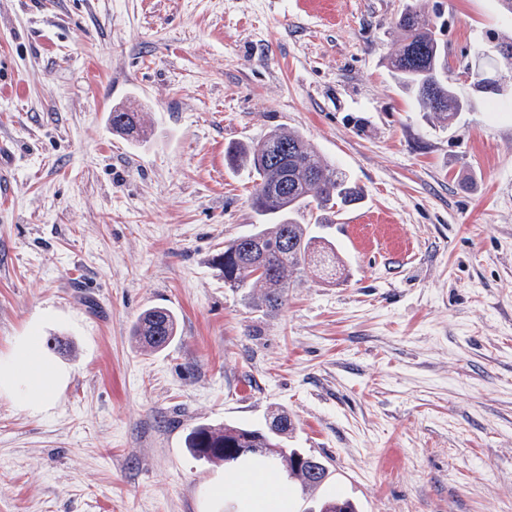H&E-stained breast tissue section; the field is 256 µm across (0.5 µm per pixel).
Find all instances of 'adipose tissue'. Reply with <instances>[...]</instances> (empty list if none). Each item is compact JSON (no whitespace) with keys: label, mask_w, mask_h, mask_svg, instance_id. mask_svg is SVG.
Here are the masks:
<instances>
[{"label":"adipose tissue","mask_w":512,"mask_h":512,"mask_svg":"<svg viewBox=\"0 0 512 512\" xmlns=\"http://www.w3.org/2000/svg\"><path fill=\"white\" fill-rule=\"evenodd\" d=\"M49 371L34 337H22L8 361L0 364V391H19L27 404L52 400L53 392L40 388L42 377ZM230 481L245 490L249 512H288V491L274 477L248 470L231 475Z\"/></svg>","instance_id":"1"}]
</instances>
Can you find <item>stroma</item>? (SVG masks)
<instances>
[{"label":"stroma","instance_id":"1","mask_svg":"<svg viewBox=\"0 0 512 512\" xmlns=\"http://www.w3.org/2000/svg\"><path fill=\"white\" fill-rule=\"evenodd\" d=\"M409 0H0V360L33 334L55 400L0 392V512H226L198 425L290 415L329 475L292 512H512V112L498 0H429L467 105L441 127L385 66ZM151 132L112 131L113 107ZM299 131L363 190L279 308L217 263L257 221L224 150ZM177 337L137 349L146 308Z\"/></svg>","mask_w":512,"mask_h":512}]
</instances>
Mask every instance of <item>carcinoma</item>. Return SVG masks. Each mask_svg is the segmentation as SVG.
Masks as SVG:
<instances>
[{
  "instance_id": "1",
  "label": "carcinoma",
  "mask_w": 512,
  "mask_h": 512,
  "mask_svg": "<svg viewBox=\"0 0 512 512\" xmlns=\"http://www.w3.org/2000/svg\"><path fill=\"white\" fill-rule=\"evenodd\" d=\"M402 34L400 48L386 57V66L397 83L420 104L423 111L443 126L453 123L465 100L448 83V56L436 36L425 0H414L394 22ZM475 90L498 95L501 85L494 78L476 73ZM112 131L128 137L144 135V116L123 107L111 113ZM227 161L243 166L253 176L251 204L257 224L253 231L224 245L219 263L224 284L231 288H256L267 307L275 309L287 296L292 277L301 274L316 253L336 255L335 246L312 234L310 225L298 217L317 209L330 211L362 198L349 176L327 160L297 131L275 129L256 143L239 144L227 152ZM282 174L288 175V193L271 195L265 186ZM178 323L170 310L152 307L137 317L132 336L145 352L164 349L177 335ZM294 425L284 411L272 414L268 430L224 424L202 425L189 436L188 449L198 460L232 469V448H253L270 466L296 480L304 492L320 487L327 472H312L296 461L307 455L300 448H287L284 440ZM326 512H357L341 497L323 501Z\"/></svg>"
}]
</instances>
